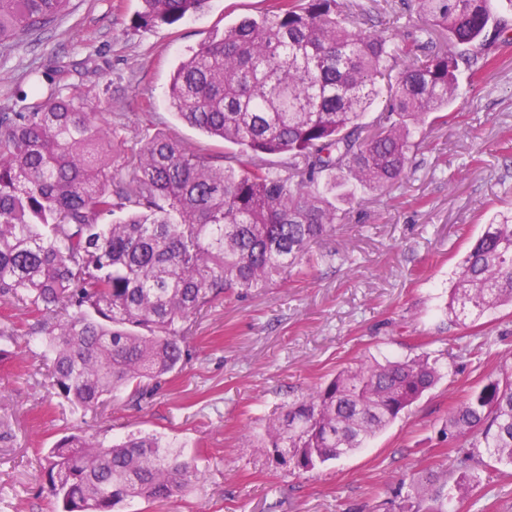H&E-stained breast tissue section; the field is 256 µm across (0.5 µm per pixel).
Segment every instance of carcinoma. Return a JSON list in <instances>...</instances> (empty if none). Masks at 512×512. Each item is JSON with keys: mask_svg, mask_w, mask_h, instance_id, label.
<instances>
[{"mask_svg": "<svg viewBox=\"0 0 512 512\" xmlns=\"http://www.w3.org/2000/svg\"><path fill=\"white\" fill-rule=\"evenodd\" d=\"M413 32L366 26L354 0H274L177 65L169 88L184 124L238 147L215 155L157 133L124 160L119 135L81 93L0 113V299L41 317L51 392L81 411L182 367L189 323L223 294L304 274L313 245L344 219L336 197L406 176L413 129L448 122L462 73L492 64L486 36L507 22L494 0H411ZM69 0H0V44L62 15ZM207 0H142L138 26L174 25ZM379 113L364 122L372 107ZM262 155L286 161L270 167ZM512 306V216L484 225L448 297L454 324ZM441 378L428 356L362 363L288 405L267 426L299 472L355 453ZM456 442L441 470L414 480L398 512H448L485 458L512 466V366L448 413ZM47 493L62 512L163 504L197 482L181 450L150 433L112 445L71 434L47 450Z\"/></svg>", "mask_w": 512, "mask_h": 512, "instance_id": "1", "label": "carcinoma"}]
</instances>
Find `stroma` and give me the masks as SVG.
Returning a JSON list of instances; mask_svg holds the SVG:
<instances>
[{
  "instance_id": "35a3bbf8",
  "label": "stroma",
  "mask_w": 512,
  "mask_h": 512,
  "mask_svg": "<svg viewBox=\"0 0 512 512\" xmlns=\"http://www.w3.org/2000/svg\"><path fill=\"white\" fill-rule=\"evenodd\" d=\"M272 5L209 0L194 17L145 30L141 0H71L65 17L0 47V112L23 97L48 100L68 64L71 86L127 147L161 132L231 151L176 117L170 80L214 32ZM497 56L478 78H461L447 123L416 130L406 180L356 191L335 234L314 245L306 277L205 307L186 364L140 405L124 391L84 413L48 394L34 316L0 300V512H58L42 491L44 450L79 429L107 443L154 433L199 469L181 496L118 512H384L404 482L452 455L440 432L449 411L512 359V308L462 325L446 314L458 262L489 219L512 213V47ZM466 335L488 344L465 346ZM424 351L444 355L441 380L367 448L297 473L265 447L269 419L337 372ZM448 510L512 512V467L485 468L479 489Z\"/></svg>"
}]
</instances>
